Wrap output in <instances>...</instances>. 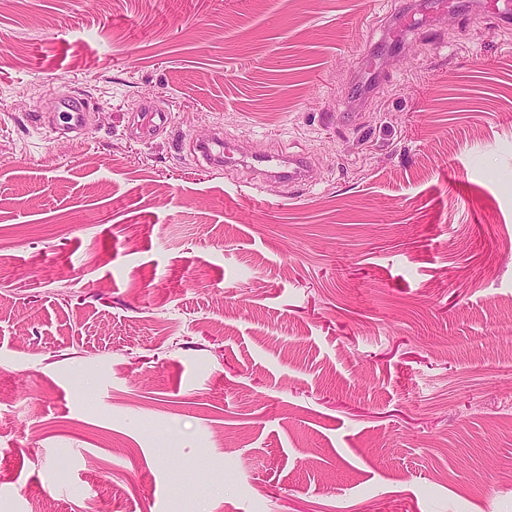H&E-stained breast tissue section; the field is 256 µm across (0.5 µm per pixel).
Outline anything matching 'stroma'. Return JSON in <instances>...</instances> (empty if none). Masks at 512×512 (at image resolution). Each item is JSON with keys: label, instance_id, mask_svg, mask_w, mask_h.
I'll return each mask as SVG.
<instances>
[{"label": "stroma", "instance_id": "obj_1", "mask_svg": "<svg viewBox=\"0 0 512 512\" xmlns=\"http://www.w3.org/2000/svg\"><path fill=\"white\" fill-rule=\"evenodd\" d=\"M402 5L0 0V512H512V26Z\"/></svg>", "mask_w": 512, "mask_h": 512}]
</instances>
